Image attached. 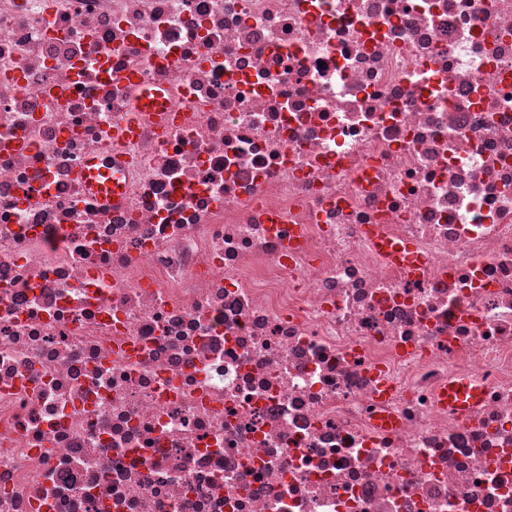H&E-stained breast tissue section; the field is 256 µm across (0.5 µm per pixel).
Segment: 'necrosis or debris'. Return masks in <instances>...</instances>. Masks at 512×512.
Listing matches in <instances>:
<instances>
[{
  "instance_id": "1",
  "label": "necrosis or debris",
  "mask_w": 512,
  "mask_h": 512,
  "mask_svg": "<svg viewBox=\"0 0 512 512\" xmlns=\"http://www.w3.org/2000/svg\"><path fill=\"white\" fill-rule=\"evenodd\" d=\"M0 512H512V0H0ZM89 166L90 168L84 171V182L97 198L109 205L112 204V200H119L122 192V186L118 181L120 174L114 176L109 163L98 159L90 162ZM480 396V388L468 380L450 381L442 394L448 406L457 411L470 414Z\"/></svg>"
}]
</instances>
